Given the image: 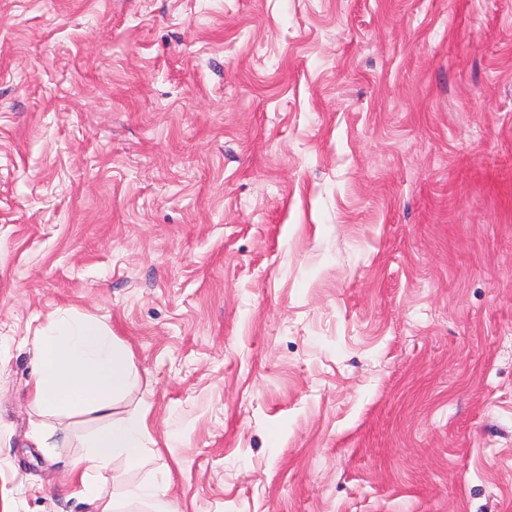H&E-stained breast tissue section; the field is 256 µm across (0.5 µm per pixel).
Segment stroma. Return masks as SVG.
Here are the masks:
<instances>
[{
	"instance_id": "1",
	"label": "stroma",
	"mask_w": 512,
	"mask_h": 512,
	"mask_svg": "<svg viewBox=\"0 0 512 512\" xmlns=\"http://www.w3.org/2000/svg\"><path fill=\"white\" fill-rule=\"evenodd\" d=\"M99 319L171 512H512V0H0V507L91 512L34 339Z\"/></svg>"
}]
</instances>
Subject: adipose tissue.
Listing matches in <instances>:
<instances>
[{
    "label": "adipose tissue",
    "instance_id": "1",
    "mask_svg": "<svg viewBox=\"0 0 512 512\" xmlns=\"http://www.w3.org/2000/svg\"><path fill=\"white\" fill-rule=\"evenodd\" d=\"M135 382L128 356L110 330L95 318L60 315L35 339L30 396L47 418L40 426V445H52L55 431L48 423L50 417L86 411L109 419L89 439L83 459L74 461L71 468L93 512H115L112 497L97 489V474L107 470L117 457L134 466L144 459L149 434L147 411L119 418L112 415L115 400Z\"/></svg>",
    "mask_w": 512,
    "mask_h": 512
}]
</instances>
